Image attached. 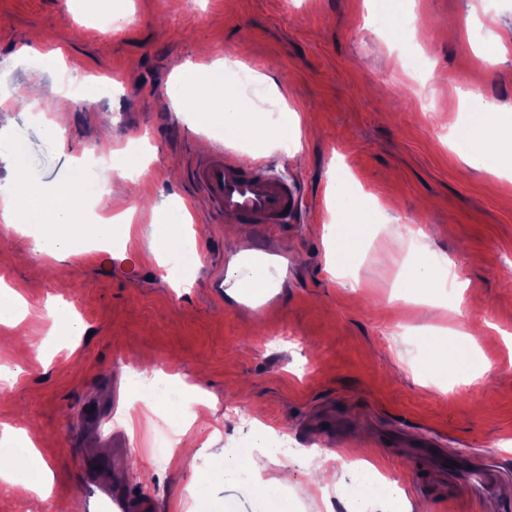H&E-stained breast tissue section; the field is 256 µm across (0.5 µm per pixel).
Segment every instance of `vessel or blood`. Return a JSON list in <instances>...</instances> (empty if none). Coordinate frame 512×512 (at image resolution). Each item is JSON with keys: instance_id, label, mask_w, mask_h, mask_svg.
Returning a JSON list of instances; mask_svg holds the SVG:
<instances>
[{"instance_id": "b4317fda", "label": "vessel or blood", "mask_w": 512, "mask_h": 512, "mask_svg": "<svg viewBox=\"0 0 512 512\" xmlns=\"http://www.w3.org/2000/svg\"><path fill=\"white\" fill-rule=\"evenodd\" d=\"M196 183L208 207L236 224H249L259 237L271 236L282 224L290 223L292 211L298 210L301 199L288 179L275 175L265 160L241 165L232 156L229 146H216L202 159L194 172ZM252 268L240 275L236 288L245 299L258 292L254 270L260 267L265 245L254 248ZM91 512H130V502L107 486L90 487L86 494Z\"/></svg>"}]
</instances>
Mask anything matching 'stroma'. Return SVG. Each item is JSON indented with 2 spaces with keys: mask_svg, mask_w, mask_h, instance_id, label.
Returning a JSON list of instances; mask_svg holds the SVG:
<instances>
[{
  "mask_svg": "<svg viewBox=\"0 0 512 512\" xmlns=\"http://www.w3.org/2000/svg\"><path fill=\"white\" fill-rule=\"evenodd\" d=\"M414 15L420 36L411 41L396 39L368 0H115L104 33L82 0H0V144L22 140L33 181L62 183L80 161L143 135L154 156L134 193L87 205L94 216L134 209L135 247L92 241L53 261L33 251L30 228L0 217V280L31 305L18 326L0 324V367L21 369L0 392V427L42 429L53 477L40 512H77L90 455L136 512H195L192 475L215 464L207 441L249 448L259 423L293 447L332 454L331 498L302 460L288 463L281 497L292 512H348L363 482L340 461L350 448L365 449V461L430 512H512V175L463 163L447 114L461 90L512 103V0H417ZM497 38L508 51L492 58ZM27 46L60 51L59 73L35 75ZM401 50L409 69L394 64ZM229 56L262 90L252 104L259 121L284 107L301 117L298 143H232L240 163L266 158L305 201L271 241L284 288L272 306L247 310L213 282L239 248L255 246L256 232L240 224L228 241L191 177L224 132L160 106L181 67ZM66 74L111 82L77 104ZM35 76L55 90L42 112L26 93ZM347 174L382 202L359 236L350 286L330 271L336 182ZM180 201L205 230L202 265L184 288L181 268L142 256L155 215ZM412 224L425 252L463 264L465 290L438 288L416 302ZM51 298L71 306L85 335L55 337ZM446 331L472 336L492 372L471 380L452 363L435 375L424 336ZM35 339L47 362L28 357ZM127 366L140 369L143 386L159 370L207 395L213 410L193 427L203 445L193 464L159 459V439L177 428L147 423ZM90 403L97 416L83 418ZM439 457L453 467H436ZM254 489L220 474L210 496L223 512H262Z\"/></svg>",
  "mask_w": 512,
  "mask_h": 512,
  "instance_id": "35a3bbf8",
  "label": "stroma"
}]
</instances>
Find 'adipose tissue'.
I'll return each mask as SVG.
<instances>
[{"mask_svg": "<svg viewBox=\"0 0 512 512\" xmlns=\"http://www.w3.org/2000/svg\"><path fill=\"white\" fill-rule=\"evenodd\" d=\"M171 100L181 102L203 121H217L226 136L250 139L265 144H284L300 136L296 112L283 110L275 125L259 124L234 86L224 76L223 61L208 66L191 65L180 69L169 91ZM453 151L464 163L498 173L504 163H512V105L490 102L460 94L458 113L448 126ZM103 188L75 175L46 191L33 186L28 193L16 192L13 182L0 184V201L6 213L21 224L37 226L33 240L38 253L55 259L77 254L89 238L126 246L130 240L127 214L112 220L92 222L83 203L87 198L103 196ZM189 213L183 203H176L153 225L147 255L156 259L165 253L178 255L184 273L192 275L201 264L199 241L195 233L185 232ZM154 420L182 419L178 442L184 450L195 448L190 431L194 418H183L178 392L168 383L158 385L145 399ZM0 451L8 469L0 478L20 483L31 491L44 493L50 471L37 447L34 431L6 428L0 430Z\"/></svg>", "mask_w": 512, "mask_h": 512, "instance_id": "obj_1", "label": "adipose tissue"}]
</instances>
